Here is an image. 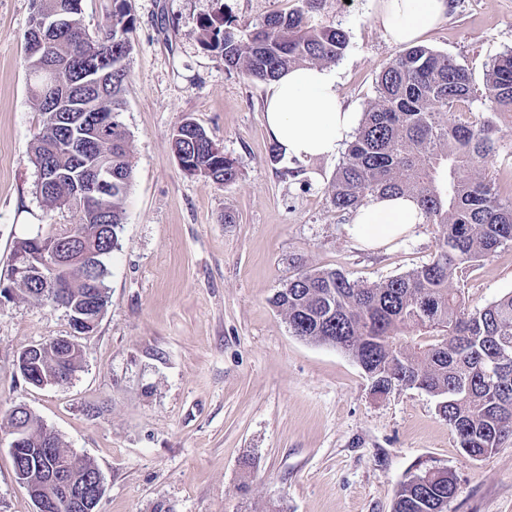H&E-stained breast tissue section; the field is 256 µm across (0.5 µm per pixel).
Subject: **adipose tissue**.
<instances>
[{
    "label": "adipose tissue",
    "instance_id": "adipose-tissue-1",
    "mask_svg": "<svg viewBox=\"0 0 512 512\" xmlns=\"http://www.w3.org/2000/svg\"><path fill=\"white\" fill-rule=\"evenodd\" d=\"M448 0H378L376 20L395 44H410L447 14ZM336 71L316 65L291 68L271 81L264 124L270 139L291 160L335 158L351 140L354 115L340 101ZM425 216L407 196H376L348 224L349 235L370 249L404 236Z\"/></svg>",
    "mask_w": 512,
    "mask_h": 512
}]
</instances>
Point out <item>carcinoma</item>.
Instances as JSON below:
<instances>
[{
  "mask_svg": "<svg viewBox=\"0 0 512 512\" xmlns=\"http://www.w3.org/2000/svg\"><path fill=\"white\" fill-rule=\"evenodd\" d=\"M35 12L66 17L74 36L52 38L39 51L31 44V32H26L24 63L33 99L40 98L36 73L46 56L67 64L68 76L77 83L85 68L79 57L95 50L112 54V70L120 74L104 102L112 109L111 145H88L86 164H97L107 153L112 193L86 206L68 196L77 169L66 148L70 131L58 113L41 111L33 160L37 165L51 160L58 184L54 192L39 188L40 195L50 208L80 211L81 222L22 239L12 254L15 259L21 251L37 252L39 246L71 234L65 295L59 296L51 280L18 292L60 304L71 315L89 310V323L82 328L92 332L107 306V259L118 246L133 175L130 139L121 121L133 21L121 7L92 35L82 24V0H39ZM201 31L202 41L224 56L228 69L259 82L272 81L299 64H334L347 47L342 29L308 27L301 13H271L247 34L234 20L218 15L206 20ZM377 91L336 171L331 203L353 213L375 195H410L422 207L426 223L441 229L437 256L416 270L372 285L339 270H301L271 303L293 335L348 353L370 377L372 388L389 393L416 387L435 397L437 412L448 422L458 447L478 460L512 436V370L499 374L502 364H512V292L472 309L461 289L453 287V276L461 266L512 243V193L503 195L495 181L473 173L475 160L495 150L493 122L457 118L454 108L472 95L471 77L448 55L423 45L406 49L386 67L378 76ZM483 96L490 111L512 114V50L500 54L487 70ZM190 124L172 133L173 154L195 174L217 184L234 181V159L202 126L193 120ZM44 344L49 349L25 361L24 380L69 381L81 368V346L57 338ZM25 415L27 438L15 476L36 483L53 473L97 494L92 488L94 463L63 448L58 434L31 411ZM455 489L446 471L416 475L401 486L393 512H443Z\"/></svg>",
  "mask_w": 512,
  "mask_h": 512,
  "instance_id": "cac0c4a2",
  "label": "carcinoma"
}]
</instances>
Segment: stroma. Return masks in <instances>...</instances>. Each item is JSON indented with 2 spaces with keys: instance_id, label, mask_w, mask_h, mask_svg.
I'll return each instance as SVG.
<instances>
[{
  "instance_id": "stroma-1",
  "label": "stroma",
  "mask_w": 512,
  "mask_h": 512,
  "mask_svg": "<svg viewBox=\"0 0 512 512\" xmlns=\"http://www.w3.org/2000/svg\"><path fill=\"white\" fill-rule=\"evenodd\" d=\"M421 45L447 54L482 93L492 59L512 49V0H449ZM123 4L133 47L121 119L133 181L119 248L107 265L108 305L80 337L81 369L36 387L17 368L29 346L72 336L64 307L0 299V512H35L4 441L22 405L91 459L104 485L97 512H392L400 485L429 470L453 475L445 512H512V438L487 457L458 447L437 400L403 387L376 396L361 366L334 347L293 336L270 299L297 269H339L372 284L435 256L439 229L418 224L385 250L346 231L329 198L338 159H273L263 124L268 86L227 69L200 41L224 13L244 29L302 0H83L96 31ZM377 0H321L308 26L341 27L339 93L362 115L379 74L401 53L375 20ZM32 0H0V280L17 241L79 212L49 210L31 144L40 129L28 89L24 34ZM192 118L236 162L219 185L185 175L170 135ZM466 121L493 119L497 152L477 175L512 186V118L473 103ZM469 307L512 292V244L459 269ZM248 492H241V484Z\"/></svg>"
}]
</instances>
